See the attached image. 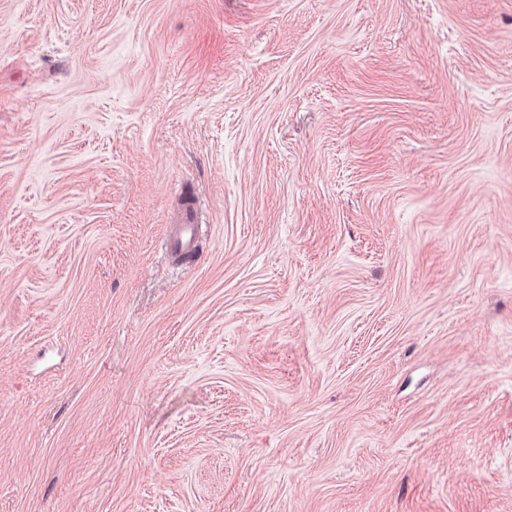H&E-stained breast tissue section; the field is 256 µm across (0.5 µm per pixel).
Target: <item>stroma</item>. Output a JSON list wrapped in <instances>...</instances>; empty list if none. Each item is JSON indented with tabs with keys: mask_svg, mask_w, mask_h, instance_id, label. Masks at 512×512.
Instances as JSON below:
<instances>
[{
	"mask_svg": "<svg viewBox=\"0 0 512 512\" xmlns=\"http://www.w3.org/2000/svg\"><path fill=\"white\" fill-rule=\"evenodd\" d=\"M0 512H512V0H0ZM203 224L201 215L192 201L183 209L179 224L165 240V246L173 253L194 255L199 252L197 238Z\"/></svg>",
	"mask_w": 512,
	"mask_h": 512,
	"instance_id": "obj_1",
	"label": "stroma"
}]
</instances>
